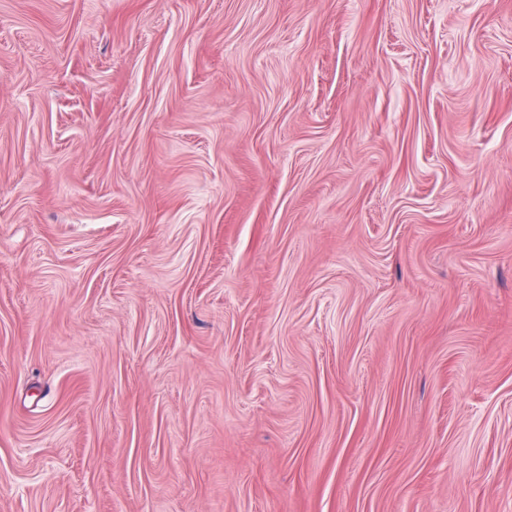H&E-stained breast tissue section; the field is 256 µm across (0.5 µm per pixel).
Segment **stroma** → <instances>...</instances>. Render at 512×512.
Segmentation results:
<instances>
[{
	"label": "stroma",
	"instance_id": "35a3bbf8",
	"mask_svg": "<svg viewBox=\"0 0 512 512\" xmlns=\"http://www.w3.org/2000/svg\"><path fill=\"white\" fill-rule=\"evenodd\" d=\"M0 512H512V0H0Z\"/></svg>",
	"mask_w": 512,
	"mask_h": 512
}]
</instances>
